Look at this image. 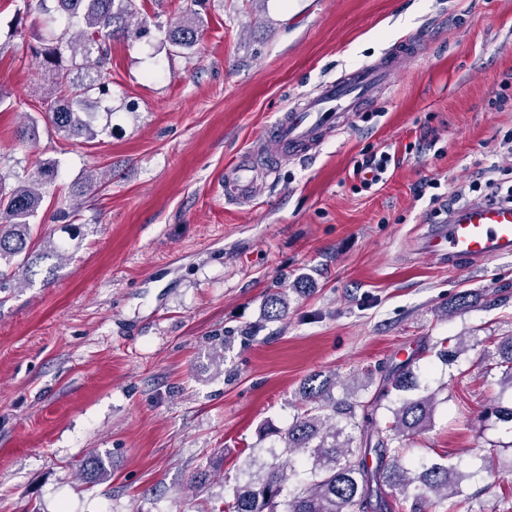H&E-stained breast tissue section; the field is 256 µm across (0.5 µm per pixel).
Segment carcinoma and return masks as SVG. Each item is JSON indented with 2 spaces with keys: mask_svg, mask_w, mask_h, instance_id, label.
Returning <instances> with one entry per match:
<instances>
[{
  "mask_svg": "<svg viewBox=\"0 0 512 512\" xmlns=\"http://www.w3.org/2000/svg\"><path fill=\"white\" fill-rule=\"evenodd\" d=\"M46 2L40 0L47 18L31 54L55 79L57 95L45 103V118L53 133L67 140L93 141L100 135L96 113L85 111L84 103L111 94L113 41H136L154 30L161 44L193 54L204 26L196 13L150 25L139 18L137 0H52L51 9ZM57 175V162L45 159L11 186L0 177V290L29 281L40 263L69 254L52 231L34 236V221ZM287 307L284 294L265 300L271 319L282 317ZM433 347L446 361L471 345L459 337L451 349L446 338ZM487 353L497 359L499 384L512 389V336L489 341ZM414 364L407 360L387 371L369 398L349 392L338 400L332 395L335 378H309L288 428L260 432L273 439L263 449L267 458L249 453L242 478L212 467L210 476L230 487L219 512H392L396 507L426 512L464 495L467 475L458 466L407 455V438L430 426L437 392L400 399L394 407L383 404L393 391L416 389ZM382 409L389 413L384 422ZM370 456L377 459L374 468L368 466ZM485 461L490 474L512 472V458L491 451ZM82 472L92 483L111 476L106 460L94 454L85 459Z\"/></svg>",
  "mask_w": 512,
  "mask_h": 512,
  "instance_id": "1",
  "label": "carcinoma"
}]
</instances>
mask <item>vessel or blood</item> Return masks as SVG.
Listing matches in <instances>:
<instances>
[{
  "label": "vessel or blood",
  "instance_id": "1",
  "mask_svg": "<svg viewBox=\"0 0 512 512\" xmlns=\"http://www.w3.org/2000/svg\"><path fill=\"white\" fill-rule=\"evenodd\" d=\"M421 52L413 38L401 40L377 61L323 82L268 127L258 149L274 162L311 155L323 137L345 129L354 112L374 103L389 85L398 62ZM252 156L225 169L224 196L236 202L255 200L259 188ZM422 253L434 259L478 262L512 256V203L486 199L449 210L443 224L425 235Z\"/></svg>",
  "mask_w": 512,
  "mask_h": 512
}]
</instances>
